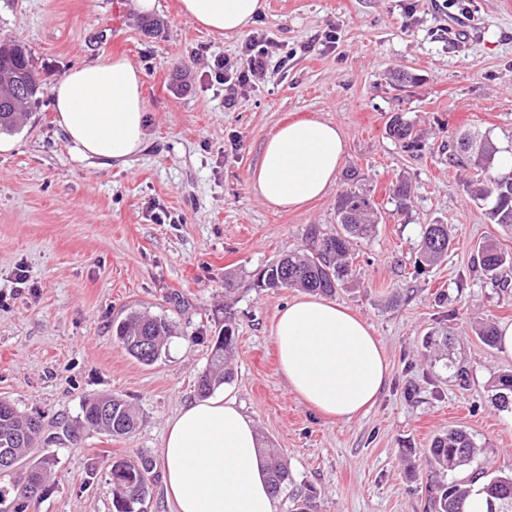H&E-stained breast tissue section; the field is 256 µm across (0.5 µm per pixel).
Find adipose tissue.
I'll use <instances>...</instances> for the list:
<instances>
[{
	"instance_id": "adipose-tissue-1",
	"label": "adipose tissue",
	"mask_w": 512,
	"mask_h": 512,
	"mask_svg": "<svg viewBox=\"0 0 512 512\" xmlns=\"http://www.w3.org/2000/svg\"><path fill=\"white\" fill-rule=\"evenodd\" d=\"M265 0H179L181 14L220 36L242 32ZM57 123L83 158L122 162L146 142L142 73L122 56L69 71L51 90ZM339 127L319 118L279 126L249 175L270 208H298L336 182L344 157ZM279 371L311 409L349 422L374 405L390 377L382 346L364 320L317 296H300L272 328ZM173 512H277L254 421L231 392L185 405L160 449Z\"/></svg>"
}]
</instances>
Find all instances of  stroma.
<instances>
[{
	"label": "stroma",
	"mask_w": 512,
	"mask_h": 512,
	"mask_svg": "<svg viewBox=\"0 0 512 512\" xmlns=\"http://www.w3.org/2000/svg\"><path fill=\"white\" fill-rule=\"evenodd\" d=\"M266 2L251 31L267 39L272 64L233 91L209 66L217 56L239 62L248 33L208 34L178 0H159L148 17L131 0H0V39L29 47L43 89L0 150V400L40 418L58 461L36 512H113V460L158 458L169 420L199 397L197 377L228 311L238 336L228 388L291 476L278 512L308 487L318 512H430L417 465L451 427L479 446L474 469L512 471V412L493 407L487 391L512 371V357L476 334L512 323V270L495 286L473 267L480 242L512 252V235L468 195L471 170L448 158L449 141L469 133L512 154V0ZM116 54L142 72L147 138L126 164L105 165L72 152L50 90L71 68ZM401 71L412 82H397ZM397 116L421 148L389 135ZM305 117L340 128L342 175L301 209L271 210L249 174L279 125ZM353 170L382 218L354 244V277L334 300L372 327L391 379L365 415L336 422L303 405L279 372L271 329L297 290L254 281L282 254L306 249L312 232L335 231ZM400 178L411 188L401 211L389 193ZM427 224L448 225L453 244L421 270ZM134 310L172 326L166 354L149 366L114 338ZM444 333L467 386L425 349ZM101 393L133 403L139 431L62 438L84 399Z\"/></svg>",
	"instance_id": "1"
}]
</instances>
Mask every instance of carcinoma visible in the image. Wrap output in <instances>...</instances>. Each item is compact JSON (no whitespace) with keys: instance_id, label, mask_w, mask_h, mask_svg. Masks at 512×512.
Masks as SVG:
<instances>
[{"instance_id":"carcinoma-1","label":"carcinoma","mask_w":512,"mask_h":512,"mask_svg":"<svg viewBox=\"0 0 512 512\" xmlns=\"http://www.w3.org/2000/svg\"><path fill=\"white\" fill-rule=\"evenodd\" d=\"M42 92L31 63L28 48L18 42L0 43V132L17 128L25 116V105ZM391 137L406 146L418 147L420 140L413 126L399 121ZM477 142L479 154L469 157L475 176L467 181L472 199L491 201L489 219L512 230V181L494 182L484 173L492 167L496 146L486 137ZM340 230L313 241L310 253H290L264 268L261 288H301L311 293L332 296L337 288L352 279L353 257L351 242L372 235L378 220V207L373 197L357 188L348 187L336 200ZM451 243L446 224H427L421 230L420 250L425 263L434 264L447 253ZM477 263L483 275L494 282L500 273L512 266V252L494 241L478 247ZM171 336L169 322L147 312H133L115 327L116 342L132 357L145 365L154 364L166 350ZM235 322L224 317V328L212 340L209 364L197 378V392L207 396L233 377L231 358L237 348ZM492 401L501 411L512 410V372L501 374L489 383ZM138 411L128 401L108 393L85 399L81 406L80 426L89 431H103L114 437L130 436L140 428ZM39 418L25 415L15 407L0 406V449L6 448L15 460L11 471L0 470V512H29L47 491L48 479L57 464L55 452L46 449L39 458H32V445L40 439ZM267 458L271 486L279 493L288 485L290 475L278 449L263 448ZM477 453L470 434L461 428H450L432 440L425 453L429 484L433 486V512H466L472 493L473 480L484 472H472L465 477L446 482L448 473L463 470ZM112 504L115 512H147L152 494L153 461L148 457L133 463L125 459L112 462ZM488 497L489 512H512V473L496 474L483 483ZM317 492L292 499L291 512H316Z\"/></svg>"}]
</instances>
